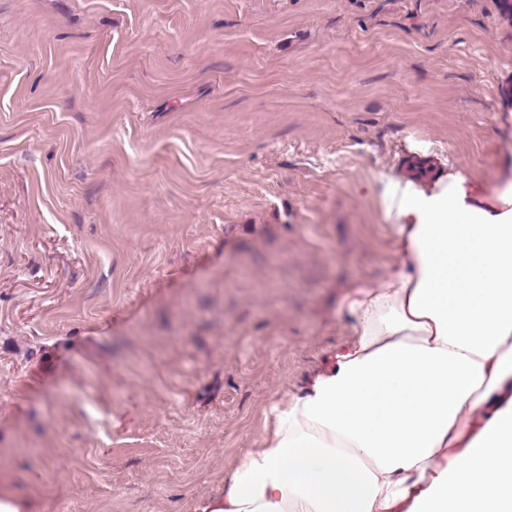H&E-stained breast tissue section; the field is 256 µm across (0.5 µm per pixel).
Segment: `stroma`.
Masks as SVG:
<instances>
[{"label":"stroma","mask_w":512,"mask_h":512,"mask_svg":"<svg viewBox=\"0 0 512 512\" xmlns=\"http://www.w3.org/2000/svg\"><path fill=\"white\" fill-rule=\"evenodd\" d=\"M512 185L505 0H0V486L189 512L348 338L386 182Z\"/></svg>","instance_id":"1"}]
</instances>
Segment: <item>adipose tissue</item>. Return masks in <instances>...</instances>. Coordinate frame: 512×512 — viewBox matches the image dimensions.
<instances>
[{"label": "adipose tissue", "instance_id": "obj_1", "mask_svg": "<svg viewBox=\"0 0 512 512\" xmlns=\"http://www.w3.org/2000/svg\"><path fill=\"white\" fill-rule=\"evenodd\" d=\"M395 259L349 338L190 512H512V191L392 184Z\"/></svg>", "mask_w": 512, "mask_h": 512}]
</instances>
